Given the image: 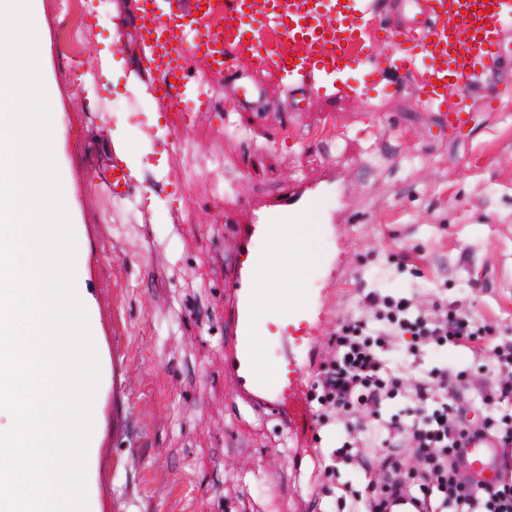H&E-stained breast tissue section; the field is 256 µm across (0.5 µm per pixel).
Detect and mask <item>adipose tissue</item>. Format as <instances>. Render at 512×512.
Returning a JSON list of instances; mask_svg holds the SVG:
<instances>
[{
    "mask_svg": "<svg viewBox=\"0 0 512 512\" xmlns=\"http://www.w3.org/2000/svg\"><path fill=\"white\" fill-rule=\"evenodd\" d=\"M319 232L313 224H293L286 230V244L275 248L264 245L263 252L268 257L269 275L261 277L260 289L269 288L295 290L297 281L309 266L317 262L319 255L314 241Z\"/></svg>",
    "mask_w": 512,
    "mask_h": 512,
    "instance_id": "obj_1",
    "label": "adipose tissue"
}]
</instances>
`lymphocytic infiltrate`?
Segmentation results:
<instances>
[{
	"mask_svg": "<svg viewBox=\"0 0 512 512\" xmlns=\"http://www.w3.org/2000/svg\"><path fill=\"white\" fill-rule=\"evenodd\" d=\"M362 314L337 329L334 356L320 363L313 400L321 417L338 409L365 412L368 422L347 435L327 456V476L338 465L360 468L364 491L342 487L348 512H394L409 501V512H512V473L497 484L479 485L463 473L467 436L473 430L495 434L512 452V334L479 324L460 312L457 301L413 290L390 294L363 290ZM464 347L474 355L492 350L497 379L480 387L485 405L501 409L480 426L458 413L461 392L447 369L420 371L413 358L425 351ZM404 349L406 362L391 367L389 352ZM404 399L403 415L384 409Z\"/></svg>",
	"mask_w": 512,
	"mask_h": 512,
	"instance_id": "1",
	"label": "lymphocytic infiltrate"
}]
</instances>
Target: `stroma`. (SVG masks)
<instances>
[{
    "mask_svg": "<svg viewBox=\"0 0 512 512\" xmlns=\"http://www.w3.org/2000/svg\"><path fill=\"white\" fill-rule=\"evenodd\" d=\"M37 8L53 151L97 323L95 512H343L338 485L362 487L364 476L344 467L326 477L323 456L338 446L345 414L313 418L303 440L237 404L224 378L233 265L224 212L328 166L344 178L337 233L321 237L323 260L301 284L327 312L312 364L359 316V289L404 256L420 264L424 291L446 290L464 313L512 330V95L497 112L473 107L470 125L448 136L409 86L369 101L341 89L299 109L273 87L269 112L170 113L180 146L167 156L160 137L143 136L158 122L156 104L128 87L138 66L134 0H100L79 45L64 33L78 11L62 12L57 0ZM100 57L99 108L86 112L65 67ZM119 129L142 148L137 187L123 202L91 185ZM421 364L463 372L471 392L490 377L492 358L450 347Z\"/></svg>",
    "mask_w": 512,
    "mask_h": 512,
    "instance_id": "1",
    "label": "stroma"
}]
</instances>
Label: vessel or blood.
Segmentation results:
<instances>
[{"mask_svg":"<svg viewBox=\"0 0 512 512\" xmlns=\"http://www.w3.org/2000/svg\"><path fill=\"white\" fill-rule=\"evenodd\" d=\"M135 18L137 47L163 111H213L225 73L244 58L253 61L256 74L237 87L238 111H260L270 80L319 98L334 95L341 85L358 97L384 96L391 88L379 79L378 47L385 44L393 49L392 68L418 73L420 104L455 130L471 121L470 91L511 48L504 34L512 31V0H422L418 16L404 24L378 23L375 0H135ZM195 59L207 67V80L191 76ZM132 181L115 154L96 172L94 186L126 200ZM339 192L335 175L328 173L289 184L269 198L241 201L229 243L235 262L224 282V376L242 404L285 424L291 421L292 391L304 374L297 353L319 334L321 320L303 296L280 298L275 316L259 320L263 267L256 243L280 244L289 224L335 223V213H323L321 204ZM265 339L279 350L268 372L257 359ZM501 464L494 438L470 440L467 472L492 483Z\"/></svg>","mask_w":512,"mask_h":512,"instance_id":"obj_1","label":"vessel or blood"}]
</instances>
